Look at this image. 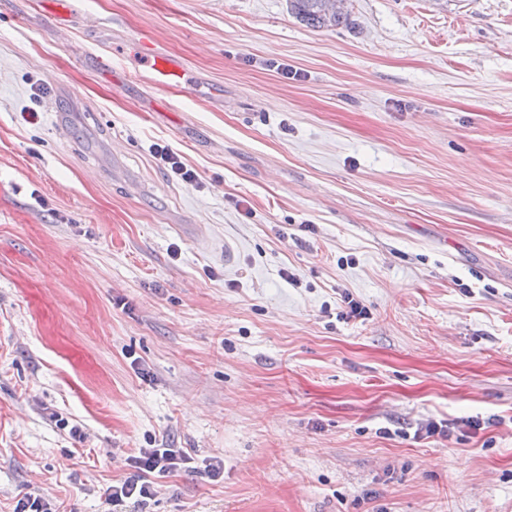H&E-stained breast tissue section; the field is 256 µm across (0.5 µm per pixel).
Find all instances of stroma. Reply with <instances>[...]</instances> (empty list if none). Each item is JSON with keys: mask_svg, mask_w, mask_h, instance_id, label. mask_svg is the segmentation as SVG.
I'll return each instance as SVG.
<instances>
[{"mask_svg": "<svg viewBox=\"0 0 512 512\" xmlns=\"http://www.w3.org/2000/svg\"><path fill=\"white\" fill-rule=\"evenodd\" d=\"M54 2L0 0V512H512V0ZM289 10L299 21L314 29L331 28L348 22L347 12H336L330 0H289ZM140 46L141 57L147 66L144 79L155 86L180 83L185 69L179 57L158 51L150 41H144ZM184 456L176 454L172 448H146L135 461L136 468L145 474L174 470L180 465L188 463ZM139 482L141 483L139 484ZM152 495V482L147 479L146 475H141L138 480H126L116 485L112 484V493L109 499L112 503H119L124 499H135L136 502H141Z\"/></svg>", "mask_w": 512, "mask_h": 512, "instance_id": "35a3bbf8", "label": "stroma"}]
</instances>
